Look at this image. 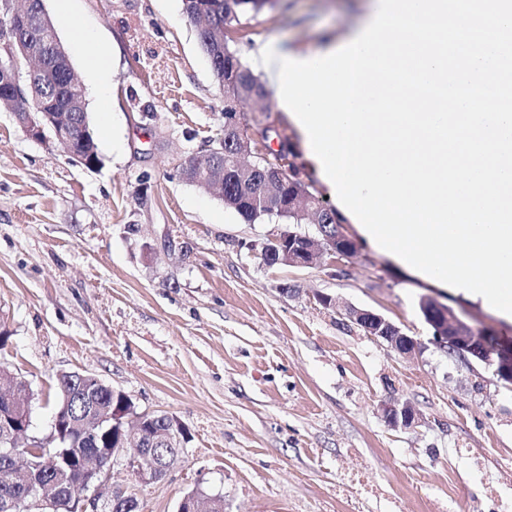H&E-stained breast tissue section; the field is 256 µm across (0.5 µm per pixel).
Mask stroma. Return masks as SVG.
<instances>
[{
    "mask_svg": "<svg viewBox=\"0 0 512 512\" xmlns=\"http://www.w3.org/2000/svg\"><path fill=\"white\" fill-rule=\"evenodd\" d=\"M71 8L115 59L104 111L77 36L58 28L100 166L76 165L0 109V363L31 385L32 435L51 432L57 374L89 372L137 411L189 429L165 480L113 467L140 512H176L197 486L223 496L224 512H498L486 482L512 499V392L428 345L400 356L340 309L375 310L426 344V295L500 336L512 319L366 245L335 266L266 268L248 245L270 224L244 223L180 176L224 127V95L182 0ZM366 13L367 0H278L233 38L242 53L260 39L315 50ZM267 105L244 106L247 126H268V152L288 136L325 198L298 129ZM389 399L412 404L420 423L390 429L379 411Z\"/></svg>",
    "mask_w": 512,
    "mask_h": 512,
    "instance_id": "35a3bbf8",
    "label": "stroma"
}]
</instances>
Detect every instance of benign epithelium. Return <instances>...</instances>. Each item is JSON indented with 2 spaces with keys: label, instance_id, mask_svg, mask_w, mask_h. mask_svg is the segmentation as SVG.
<instances>
[{
  "label": "benign epithelium",
  "instance_id": "obj_1",
  "mask_svg": "<svg viewBox=\"0 0 512 512\" xmlns=\"http://www.w3.org/2000/svg\"><path fill=\"white\" fill-rule=\"evenodd\" d=\"M29 16L13 8L6 2L0 12V87L7 93L32 104L38 101L35 74L30 61L39 55L40 48L29 38L21 35L29 24ZM17 123L30 138L45 142L52 148L69 156L72 162L87 169H95L100 159L92 146H87L89 131L82 127L75 130L72 119L66 112H56L43 104L36 108L25 107L14 113ZM255 136L248 134L238 139L232 161L242 157L250 158L256 147ZM182 178L201 186L213 176L204 157H197L195 166L184 163ZM358 243L337 233L331 238L296 234L280 229L267 235L259 243V254L268 268L294 267L308 268L324 259L336 263L343 258L356 256ZM425 323L432 330L430 344L448 356L463 362L476 361L492 369L499 385L512 390V338L492 337L485 329L467 323L457 311L433 297L420 300ZM344 319L360 328L365 335L385 345L403 357L413 356L424 346L407 335L391 319L366 308L346 306ZM382 417L393 430L410 429L420 423L421 417L413 405L392 399L381 403ZM131 419L136 423L139 434H144L147 425L156 419L164 420L165 427L156 430L148 442L128 451L127 448L104 449L103 458L97 464H79L65 449L59 448L52 454L55 469L66 471L83 486V492L75 506L77 512H104L105 503L135 504L136 497L125 489H117L111 483V471L115 464L122 463L142 483L150 484L164 479L174 467L184 448V425L168 414L138 413L130 410ZM31 424L30 408L24 407L4 417L0 421V432L5 435L24 433ZM76 430V424L68 412L56 415L52 432L44 439L28 445L31 453L40 455L47 450L49 443L62 441ZM207 496L196 488L187 493L178 506V512H200L199 502ZM56 501L48 496L43 487L30 484L27 499L23 505L25 512H55Z\"/></svg>",
  "mask_w": 512,
  "mask_h": 512
}]
</instances>
